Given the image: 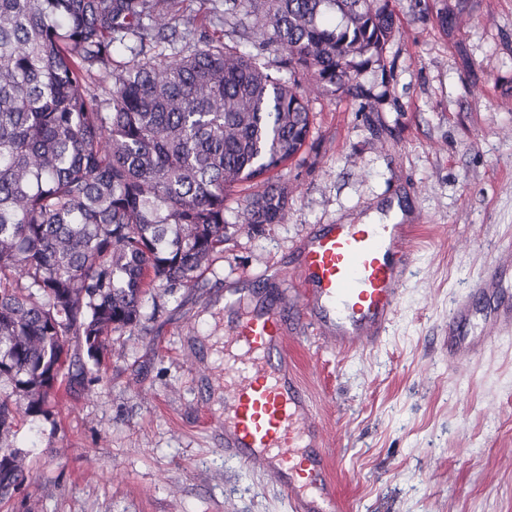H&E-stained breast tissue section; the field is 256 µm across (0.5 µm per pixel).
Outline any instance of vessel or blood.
<instances>
[{"label": "vessel or blood", "instance_id": "obj_1", "mask_svg": "<svg viewBox=\"0 0 512 512\" xmlns=\"http://www.w3.org/2000/svg\"><path fill=\"white\" fill-rule=\"evenodd\" d=\"M412 224H317L295 260L273 268L281 290L255 305L230 295L224 338L223 453L277 484L294 512H338L321 420L288 351L307 322L341 355L377 347L414 263ZM512 334V259L489 265L448 315V362L474 359Z\"/></svg>", "mask_w": 512, "mask_h": 512}]
</instances>
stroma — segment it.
Wrapping results in <instances>:
<instances>
[{
	"label": "stroma",
	"instance_id": "35a3bbf8",
	"mask_svg": "<svg viewBox=\"0 0 512 512\" xmlns=\"http://www.w3.org/2000/svg\"><path fill=\"white\" fill-rule=\"evenodd\" d=\"M452 20L441 27L437 11ZM185 26L224 40V0H180ZM383 99L303 88L311 127L275 177L284 220L224 213V253L198 283L156 289L112 335L101 382L61 389L49 418L5 441L38 471L0 512H292L225 458L224 295L271 289L314 224L379 213L419 228L414 272L383 343L339 356L306 323L296 370L328 432L344 512H512V336L448 366V313L512 257V0H395Z\"/></svg>",
	"mask_w": 512,
	"mask_h": 512
}]
</instances>
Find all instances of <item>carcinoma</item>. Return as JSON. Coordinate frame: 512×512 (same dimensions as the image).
I'll use <instances>...</instances> for the list:
<instances>
[{
  "mask_svg": "<svg viewBox=\"0 0 512 512\" xmlns=\"http://www.w3.org/2000/svg\"><path fill=\"white\" fill-rule=\"evenodd\" d=\"M155 0H0V434L48 416L61 386L103 379L112 333L155 288L187 286L224 252L228 194L243 224H278L269 174L306 144L299 79L354 99L386 80L392 0H224L232 46L149 56L89 85L132 35L169 41ZM286 51L288 78L253 50ZM0 446V503L35 475Z\"/></svg>",
  "mask_w": 512,
  "mask_h": 512,
  "instance_id": "cac0c4a2",
  "label": "carcinoma"
}]
</instances>
